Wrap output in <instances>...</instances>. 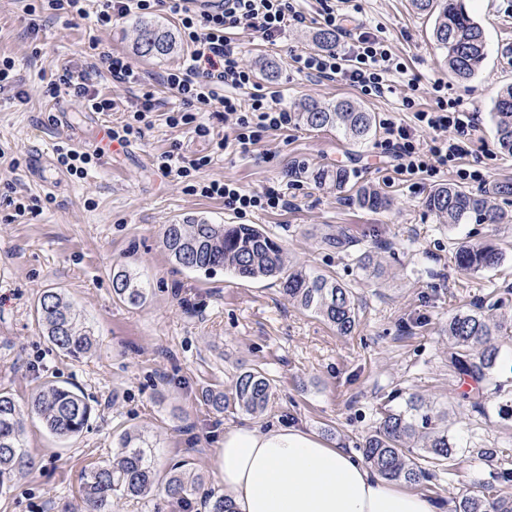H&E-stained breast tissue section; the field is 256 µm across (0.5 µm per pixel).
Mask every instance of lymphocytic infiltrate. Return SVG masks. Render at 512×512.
Segmentation results:
<instances>
[{
  "instance_id": "f902f5d3",
  "label": "lymphocytic infiltrate",
  "mask_w": 512,
  "mask_h": 512,
  "mask_svg": "<svg viewBox=\"0 0 512 512\" xmlns=\"http://www.w3.org/2000/svg\"><path fill=\"white\" fill-rule=\"evenodd\" d=\"M96 14L99 27L133 14H147L166 8L179 23L181 36L191 47L190 54L177 69L168 71L163 82L177 100L169 111L172 126L188 128L196 137L210 139L213 153L223 151L225 139H212L211 125L202 121L198 109L215 106V118L232 122L234 139L240 148L259 141L266 133L291 125L293 115L282 106L277 92L256 87L254 73L248 68L235 46L227 39L228 30L249 27L262 39L273 41L289 26L303 24L304 17L291 0H221L211 9L194 10L189 0H100ZM323 24L347 38L345 50L306 52L296 55L299 72L326 80H341L366 96H379L388 88L386 76L400 70L384 42L367 31H350L332 5L322 4ZM70 89L92 112H109L112 98L99 91L90 76L63 71L48 85L49 92L59 87ZM250 89L248 101L237 92ZM436 106L416 111V127L410 128L385 119L383 146L393 160V170L405 179L427 174L436 175L441 168L458 164L471 151L472 135L478 127V114L458 99L443 96V82H435ZM431 133L429 142H421L419 132ZM201 196L220 198L225 208L237 213L253 209L285 206L286 194L270 186L260 193H249L231 182L211 181L200 185Z\"/></svg>"
}]
</instances>
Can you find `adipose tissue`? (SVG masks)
I'll list each match as a JSON object with an SVG mask.
<instances>
[{
	"mask_svg": "<svg viewBox=\"0 0 512 512\" xmlns=\"http://www.w3.org/2000/svg\"><path fill=\"white\" fill-rule=\"evenodd\" d=\"M217 456L234 512H441L427 495L294 426L227 429Z\"/></svg>",
	"mask_w": 512,
	"mask_h": 512,
	"instance_id": "obj_1",
	"label": "adipose tissue"
}]
</instances>
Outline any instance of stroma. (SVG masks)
I'll list each match as a JSON object with an SVG mask.
<instances>
[{"instance_id":"stroma-1","label":"stroma","mask_w":512,"mask_h":512,"mask_svg":"<svg viewBox=\"0 0 512 512\" xmlns=\"http://www.w3.org/2000/svg\"><path fill=\"white\" fill-rule=\"evenodd\" d=\"M25 5L26 0H0V54L15 60L24 92L20 98L0 94V389L23 404L45 383L73 386L90 399L93 413L83 432L70 439L49 434L37 418L27 419L25 443L35 467L0 489V512H80L84 479L117 454L128 430L148 437L158 471L187 463L205 488L220 495L217 450L226 428L294 425L352 450L374 429L380 406L394 391L448 410V434L465 450L512 443V421L501 419L500 398H488L481 413L462 402V383L450 366L443 332L449 318L486 302L493 292L505 295L502 311L512 315V222L439 223L425 198L437 186L457 183L455 172L409 183L394 173L382 135L352 145L335 130L298 121L268 132L245 153L229 142L223 154L194 173L193 182L230 181L250 192L287 185L290 206L236 213L225 209L223 200L190 193L187 183L158 170L156 159L164 152L209 151L187 129L169 125L163 111L148 114L141 140L104 154L85 178L52 163L57 184L46 189L35 166L40 150L52 143L98 149L104 127L129 120L135 95L102 80L99 89L115 108L91 112L67 90L46 94L56 70L78 74L99 65L89 48L95 40L127 56L147 86L167 101L171 95L159 77L178 67L188 48L179 43L161 59L136 52L142 22L177 29V20L161 11L101 29L91 18L95 0L87 4L88 18L70 22L48 11L28 16ZM296 8L305 25L288 29L276 42L249 29L232 36L245 65L276 67L277 80L264 88L278 92L284 106L350 98L378 118L392 117L412 128L415 110L434 107L432 85L439 80L445 95L476 107L480 115L473 152L462 167L480 169L490 183L512 177V155L500 150L492 120L498 93L512 84V59L503 52L512 46V0H468L485 31L486 58L463 82L449 74L444 52L432 40L431 18L416 12L410 0H336L349 27L384 39L404 66L389 75V91L376 98L341 81L297 72L294 58L314 51L312 37L321 21L318 0H297ZM407 94L415 99L414 110L401 105ZM336 165L349 177L340 194L311 178L313 171ZM364 184L389 198L387 211L359 206L355 191ZM30 196L41 198L40 208L18 214L15 201ZM191 216L214 224L261 225L292 262L353 289L359 325L351 335L337 334L289 300L273 279L181 268L164 248L163 232ZM339 228L354 239L353 247L336 250L323 243L324 235ZM460 241L496 244L504 253L501 266L459 274L454 247ZM365 251L373 253L376 267L359 263ZM119 268L145 283L148 296L139 307L114 297L112 273ZM49 288L60 290L92 330L96 345L88 357L66 356L44 337L35 304ZM252 368L266 372L275 385L262 413H247L234 403L221 413L207 406L205 389L232 395L237 376ZM505 469L512 470V456L489 466L465 453L452 469L435 471L414 488L453 512L456 500L495 482ZM112 512L206 510L201 500L181 503L158 494L113 496Z\"/></svg>"}]
</instances>
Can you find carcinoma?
I'll use <instances>...</instances> for the list:
<instances>
[{"label": "carcinoma", "instance_id": "obj_1", "mask_svg": "<svg viewBox=\"0 0 512 512\" xmlns=\"http://www.w3.org/2000/svg\"><path fill=\"white\" fill-rule=\"evenodd\" d=\"M411 3L417 11L434 18L432 36L446 51L448 71L462 81L474 77L485 56L484 30L470 16L465 0ZM313 42L320 49L331 50L336 47V32L320 29ZM174 47L170 32L151 25L142 28L136 43V50L145 56H165ZM297 119L312 129H334L354 144L372 138L379 124L375 113L348 99L328 104L305 101L299 105ZM494 119L500 149L512 154V84L497 97ZM312 178L338 190L348 181L346 171L339 167L318 171ZM508 195H512L511 179L498 181L479 193L448 183L431 190L425 206L443 224H462L472 217L488 216L492 212L490 198ZM358 203L376 212L389 206L387 197L369 189L359 192ZM163 245L185 269L211 272L222 268L243 279L279 280L289 300L322 317L341 336L350 335L358 325L359 312L351 289L287 260L283 246L259 225L212 224L204 218H188L165 226ZM501 261L502 253L493 244L461 245L456 250L457 270L465 276L496 269ZM112 287L116 298L131 307L146 300V286L127 269L113 273ZM503 304L499 297L486 306L461 311L448 320L445 329L453 349L454 372L472 382L463 398L474 411L484 409L488 392H503L502 384L492 383L500 354L495 337L507 330L505 320L498 315ZM36 310L43 332L61 352L81 358L91 351L94 334L62 293L45 290ZM272 391L273 380L254 369L237 377L233 395L239 407L255 414L266 409ZM27 410L38 415L52 434L72 437L88 425L93 407L79 389L56 384L36 390L25 410L9 392L0 390V489L34 468V458L24 442ZM445 422L447 413L433 410L422 397L412 394L402 408L384 406L378 425L364 439L362 456L384 478L416 483L430 472L416 461L412 449L423 450L422 460L434 467L457 461L459 448L448 436ZM158 487L171 500L186 501L202 494L208 512H234L229 499L205 491L202 479L187 472L184 465L175 464L163 474L156 470L149 442L134 431L125 432L117 455L86 478L82 487L85 512H112V495L146 497ZM490 508L493 512H512V496H504L496 485L487 484L479 493L461 497L454 512H488Z\"/></svg>", "mask_w": 512, "mask_h": 512}]
</instances>
